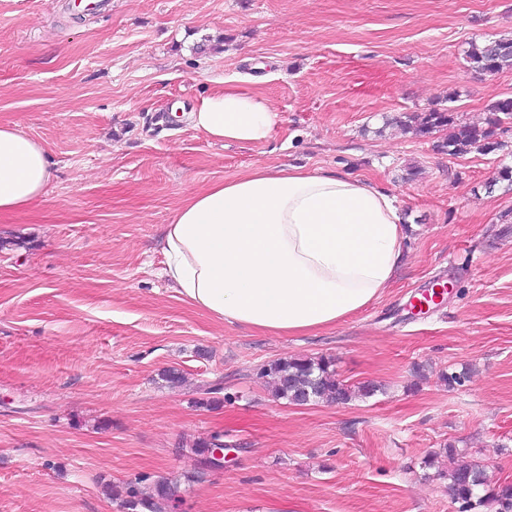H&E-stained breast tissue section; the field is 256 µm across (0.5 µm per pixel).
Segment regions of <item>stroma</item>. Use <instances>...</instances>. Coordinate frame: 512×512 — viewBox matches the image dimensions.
<instances>
[{
    "mask_svg": "<svg viewBox=\"0 0 512 512\" xmlns=\"http://www.w3.org/2000/svg\"><path fill=\"white\" fill-rule=\"evenodd\" d=\"M500 37L512 0H0V124L54 169L0 217V512H123L112 488L141 475L182 479L175 512H459L450 445L512 483V130L453 157L402 127L484 123L512 70L465 53ZM228 81L278 112L267 144L190 125ZM282 165L372 182L406 226L390 286L312 334L213 320L163 273L187 191ZM320 356L378 392L299 406L258 374ZM216 431L224 466L199 473Z\"/></svg>",
    "mask_w": 512,
    "mask_h": 512,
    "instance_id": "stroma-1",
    "label": "stroma"
}]
</instances>
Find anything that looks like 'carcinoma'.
I'll return each instance as SVG.
<instances>
[{"instance_id":"1","label":"carcinoma","mask_w":512,"mask_h":512,"mask_svg":"<svg viewBox=\"0 0 512 512\" xmlns=\"http://www.w3.org/2000/svg\"><path fill=\"white\" fill-rule=\"evenodd\" d=\"M466 57L470 67L482 74L495 75L504 69H512V38H493L480 44L473 42L466 51ZM488 112L481 126L460 121L448 108L413 113L404 126L416 137L448 130V138L442 148L450 156H459L473 149L491 153L503 147L498 140V131L503 125L512 124V98L495 101ZM261 375L271 378L275 397L291 404L303 395L313 400L347 403L357 391L368 397L376 391V387L370 384L352 389L336 378L332 362L324 357L280 358L264 366ZM221 441L222 435L212 434L189 452L203 460L213 455L214 448ZM446 453L450 463L445 475L448 493L461 504V512H473L489 505L495 506L498 512H512L511 484H500L487 490L486 475L478 465L459 459L460 452L451 445L446 448ZM148 480L147 475L136 478L125 483L116 493L123 509L127 512H167V509L177 507L182 500L180 480L159 477L152 481L151 492L147 494L141 489V484Z\"/></svg>"}]
</instances>
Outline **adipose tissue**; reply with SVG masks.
<instances>
[{
	"instance_id": "adipose-tissue-1",
	"label": "adipose tissue",
	"mask_w": 512,
	"mask_h": 512,
	"mask_svg": "<svg viewBox=\"0 0 512 512\" xmlns=\"http://www.w3.org/2000/svg\"><path fill=\"white\" fill-rule=\"evenodd\" d=\"M215 142L264 144L277 126L266 97L237 86L189 114ZM54 176L43 146L0 124V214L42 199ZM405 241L392 199L350 174L257 167L192 190L165 228V274L220 322L308 333L346 320L392 282Z\"/></svg>"
}]
</instances>
